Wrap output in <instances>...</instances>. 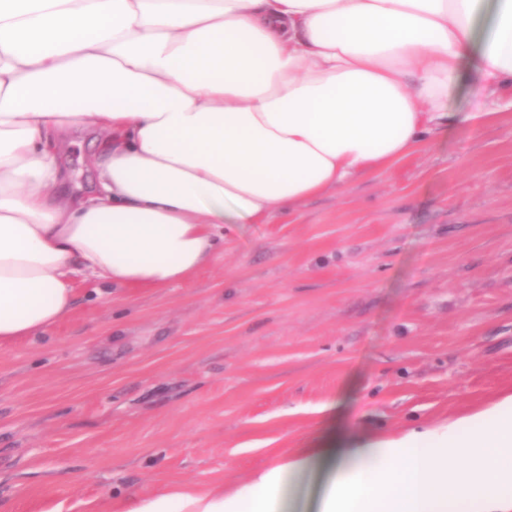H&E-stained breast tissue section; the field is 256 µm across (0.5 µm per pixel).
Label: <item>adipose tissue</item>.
<instances>
[{"mask_svg": "<svg viewBox=\"0 0 512 512\" xmlns=\"http://www.w3.org/2000/svg\"><path fill=\"white\" fill-rule=\"evenodd\" d=\"M473 79L512 89V0H0V345L47 333L78 282L108 301L189 281L226 226L428 143ZM79 127L98 134L95 188L66 195L58 147ZM320 459L336 470L318 512H512V396L124 512H281L289 477Z\"/></svg>", "mask_w": 512, "mask_h": 512, "instance_id": "adipose-tissue-1", "label": "adipose tissue"}]
</instances>
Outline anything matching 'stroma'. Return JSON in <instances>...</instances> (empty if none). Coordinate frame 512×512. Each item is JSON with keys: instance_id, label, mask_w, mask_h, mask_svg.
<instances>
[{"instance_id": "obj_1", "label": "stroma", "mask_w": 512, "mask_h": 512, "mask_svg": "<svg viewBox=\"0 0 512 512\" xmlns=\"http://www.w3.org/2000/svg\"><path fill=\"white\" fill-rule=\"evenodd\" d=\"M469 98L427 147L291 216L226 231L184 284L0 346V512H121L174 482L231 492L270 450L452 423L512 395V105ZM93 135L65 139L88 193ZM339 401L323 415L319 406ZM324 467L285 512H316Z\"/></svg>"}]
</instances>
